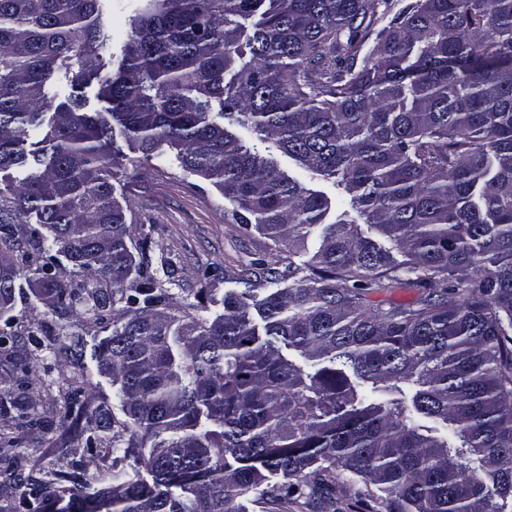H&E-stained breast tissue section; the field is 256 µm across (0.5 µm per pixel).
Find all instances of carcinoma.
Segmentation results:
<instances>
[{
  "label": "carcinoma",
  "mask_w": 512,
  "mask_h": 512,
  "mask_svg": "<svg viewBox=\"0 0 512 512\" xmlns=\"http://www.w3.org/2000/svg\"><path fill=\"white\" fill-rule=\"evenodd\" d=\"M103 2L0 0V313L17 261L35 260L46 312L112 317L95 356L123 415L68 399L88 436L59 449L67 470L0 465L21 504L240 512L251 494L259 512H512V0L393 15L390 0H132L112 74ZM60 71L76 90L97 82L105 107L53 104ZM233 125L331 182L356 218L323 223L328 198ZM120 139L145 161L175 152L288 255L227 275L239 288L213 318L162 310L114 194ZM31 222L51 242L37 257L21 251ZM393 288L422 294L369 299ZM41 348L16 330L5 358ZM85 348L72 334L58 353L81 370ZM91 451L106 461L93 472Z\"/></svg>",
  "instance_id": "cac0c4a2"
}]
</instances>
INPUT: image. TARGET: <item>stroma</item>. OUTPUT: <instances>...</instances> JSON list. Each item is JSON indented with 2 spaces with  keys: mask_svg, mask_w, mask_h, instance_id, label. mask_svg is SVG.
<instances>
[{
  "mask_svg": "<svg viewBox=\"0 0 512 512\" xmlns=\"http://www.w3.org/2000/svg\"><path fill=\"white\" fill-rule=\"evenodd\" d=\"M112 183L117 198L128 207L136 261L165 284L172 312H191L202 305L207 316L223 313L229 288L225 269H247L280 256L270 239L231 219L223 195L212 183L182 177L173 154L145 162L137 153H128L113 168ZM35 284L33 269L18 273L11 316L18 329L36 334L42 349L25 386L16 383L15 365L0 364V427L19 414L13 404L19 387L48 426L35 429L18 444L0 441V458L22 455L48 464L55 460V444L72 439L83 427L79 421L67 430L60 427L65 397L96 405L112 396L111 381L99 372L96 361L85 358L80 371L69 367L55 355L54 339L75 333L102 339L111 334L112 325L95 323L82 311L64 320L46 314ZM38 313L43 314L45 327L34 325L32 317Z\"/></svg>",
  "mask_w": 512,
  "mask_h": 512,
  "instance_id": "35a3bbf8",
  "label": "stroma"
}]
</instances>
